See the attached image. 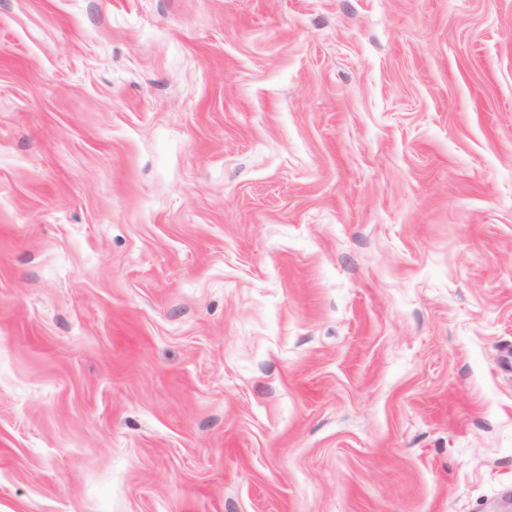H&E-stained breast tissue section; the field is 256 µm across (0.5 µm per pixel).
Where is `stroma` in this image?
I'll use <instances>...</instances> for the list:
<instances>
[{"mask_svg":"<svg viewBox=\"0 0 512 512\" xmlns=\"http://www.w3.org/2000/svg\"><path fill=\"white\" fill-rule=\"evenodd\" d=\"M512 0H0V512H502Z\"/></svg>","mask_w":512,"mask_h":512,"instance_id":"1","label":"stroma"}]
</instances>
